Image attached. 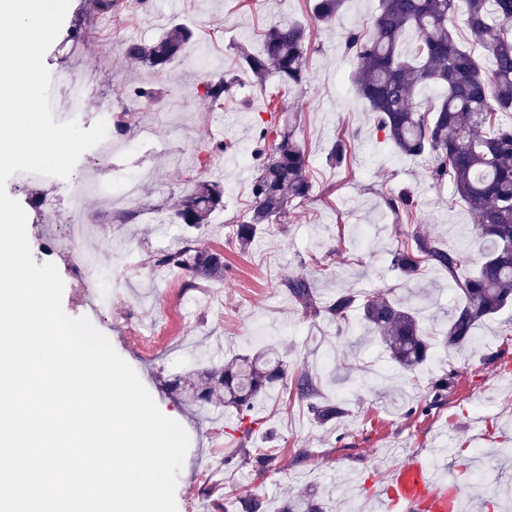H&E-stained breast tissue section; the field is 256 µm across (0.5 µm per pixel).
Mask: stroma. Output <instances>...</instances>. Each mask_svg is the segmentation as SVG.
Here are the masks:
<instances>
[{
	"instance_id": "obj_1",
	"label": "stroma",
	"mask_w": 512,
	"mask_h": 512,
	"mask_svg": "<svg viewBox=\"0 0 512 512\" xmlns=\"http://www.w3.org/2000/svg\"><path fill=\"white\" fill-rule=\"evenodd\" d=\"M313 0H150L121 33L110 19L87 20L84 0H70L61 37L47 50L51 75L73 69L93 76L83 103L87 123L103 108L113 114L141 113L143 132L131 150L116 149L111 160L87 154L71 177L28 183L13 175L6 184L27 215V234L36 263H54L64 281L62 306L72 317L85 316L107 336L116 352L137 372L157 405L177 412L190 446L176 487L178 512H224V492L236 488L259 494L271 512L287 498L313 496L330 512H350L358 503L378 507L384 481L398 462L421 458L431 467L454 472L473 504L512 487V310L502 311L479 328V344L458 353L436 343L426 363L403 372L355 324L337 333L324 319L305 317L289 299L283 281L308 277L321 299L345 290L413 292L425 306L430 327L446 323L457 300L442 271L423 267L413 283L390 268L389 254L401 232L432 235L479 255L473 217L451 186L435 188L428 177L429 157H405L377 131L366 103L353 86L357 61L344 47L351 29L370 32L377 0H346L332 25L315 21ZM277 21H297L311 29L314 46L309 79L291 90L277 81L255 85L241 73L236 46L262 47L265 30ZM193 33L182 59L165 72L128 59L126 42H149L172 23ZM80 35L78 56L62 38ZM237 73L234 101L209 110L207 79ZM152 85L159 96L135 100L133 90ZM298 115L295 136L303 146L310 197L296 203L287 219L258 231L248 252L228 243L233 222L250 203L254 167L239 166L238 151L254 150V129L269 121L268 101ZM353 136L344 166L327 159L331 141ZM230 152L217 155V142ZM113 168L115 177L141 172L135 197L113 203L111 223H101V193L83 191L85 181ZM199 180L224 183V206L198 236L207 249L220 251L228 266L223 281L182 290L178 272L153 265L151 255L178 246L185 235L170 211L180 194ZM409 189L418 202V221L399 227L385 205L387 192ZM82 190V212L94 223L84 251L96 258L104 293L78 295L71 277L72 257L52 253L48 239L64 234L70 220L68 200ZM183 303L187 316L174 339L145 355L134 334L160 324L166 308ZM272 347L289 370L304 368L322 380L324 394L347 400L349 414L332 424L317 423L304 402L286 399L273 386L253 410L256 420L249 448L271 456L268 471L228 466L233 448L227 434L236 421L223 402L199 411L170 388L174 379H193L213 359L254 354ZM455 365L458 376L448 399L430 415L407 418L391 402L400 393L408 403L422 395L431 378Z\"/></svg>"
}]
</instances>
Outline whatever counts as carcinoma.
<instances>
[{"label": "carcinoma", "mask_w": 512, "mask_h": 512, "mask_svg": "<svg viewBox=\"0 0 512 512\" xmlns=\"http://www.w3.org/2000/svg\"><path fill=\"white\" fill-rule=\"evenodd\" d=\"M345 0H315L316 18L335 20ZM462 14L467 28L465 41L448 27ZM191 31L171 27L152 44L130 42L124 54L161 71L172 66L189 42ZM345 47L357 60L354 86L369 106L376 128L385 134L397 152L408 157L431 159L432 185L449 183L474 217L473 230L483 242L482 257L474 272L459 279L457 270L467 262L463 248H450L424 234H411L400 241L391 264L407 282L419 275L422 264L448 272L460 301L448 313L441 330L427 327L407 299L388 291L383 294L344 291L321 301L310 279L292 276L284 280L289 297L307 317H323L338 329L355 321L369 323L392 362L414 372L434 345L436 335L448 347L463 352L479 341L477 328L502 309L512 305V123L497 121L500 112H512V0H379L373 32L365 37L351 29ZM492 57L486 72L472 48ZM242 69L262 86L271 77L299 87L308 77L309 36L295 22L274 23L263 37L260 53L237 47ZM238 75L224 74L205 84L204 96L211 106H221L233 97ZM432 84L443 95L426 106L417 102L422 86ZM273 119L255 131V177L251 184V207L236 221L229 241L245 251L260 224H277L288 214L291 203L312 191L306 175V154L295 138V117L280 112L269 102ZM349 152L346 140L338 138L328 148L329 161L340 166ZM224 186L219 181L197 182L181 194L171 218L198 229L222 205ZM386 205L396 220L411 222L416 210L412 195L390 193ZM158 267L186 273L184 287L198 288L224 276V255L203 249L188 238L171 251L156 256ZM457 370L431 381L423 397L405 415H425L448 396ZM206 381L193 387L188 397L196 404L212 402L218 392L224 403L237 410L234 432L236 451L226 462L247 464L264 472L270 458L247 448L255 419L253 400L276 382L290 388L307 402L310 414L320 423L335 421L348 413L344 400L321 402L318 378L302 369L288 375V364L268 348L253 356L213 363L205 370ZM234 512H266V500L258 495L227 493ZM281 512H325L313 499H291Z\"/></svg>", "instance_id": "cac0c4a2"}]
</instances>
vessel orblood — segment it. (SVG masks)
<instances>
[{
    "instance_id": "1",
    "label": "vessel or blood",
    "mask_w": 512,
    "mask_h": 512,
    "mask_svg": "<svg viewBox=\"0 0 512 512\" xmlns=\"http://www.w3.org/2000/svg\"><path fill=\"white\" fill-rule=\"evenodd\" d=\"M460 495L455 479L437 482L428 465L414 460L390 470L386 506L392 510L402 504L408 512H450Z\"/></svg>"
}]
</instances>
